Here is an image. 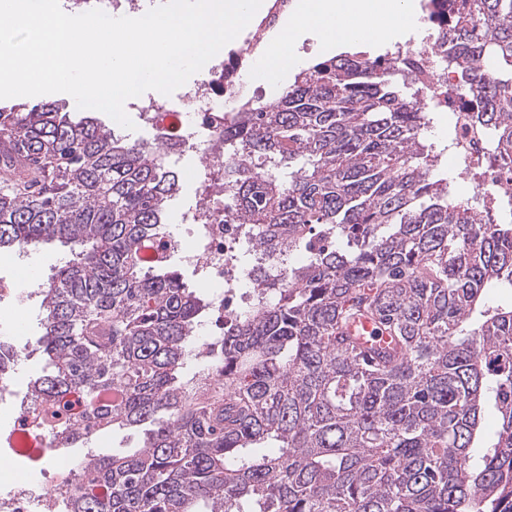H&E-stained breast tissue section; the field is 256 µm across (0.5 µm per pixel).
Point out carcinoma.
I'll return each mask as SVG.
<instances>
[{
  "label": "carcinoma",
  "mask_w": 512,
  "mask_h": 512,
  "mask_svg": "<svg viewBox=\"0 0 512 512\" xmlns=\"http://www.w3.org/2000/svg\"><path fill=\"white\" fill-rule=\"evenodd\" d=\"M439 48L488 159L511 155L512 0H450ZM425 89L409 56L346 53L224 117V223L306 253L225 316L144 256L170 237L181 143L0 107V251H70L31 390L55 447L87 449L57 512H512V304L486 303L512 290V195L484 200L498 219L457 200ZM109 428L143 443L92 447Z\"/></svg>",
  "instance_id": "obj_1"
}]
</instances>
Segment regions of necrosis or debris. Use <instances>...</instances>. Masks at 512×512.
<instances>
[{
  "label": "necrosis or debris",
  "mask_w": 512,
  "mask_h": 512,
  "mask_svg": "<svg viewBox=\"0 0 512 512\" xmlns=\"http://www.w3.org/2000/svg\"><path fill=\"white\" fill-rule=\"evenodd\" d=\"M292 8L290 0H268L265 13L252 19L246 28V37L239 50L231 52L224 62H207L205 76L198 83L186 87L176 108L147 106L142 108V120L155 130L172 126L181 128L187 143L201 142L214 146L224 141V115L247 100L250 88L240 82L239 71L244 57L263 56L270 42L276 38L280 24ZM441 41L436 30H429L412 54L420 58L429 74L425 103L429 111L446 112L454 122L455 147L448 162L455 169L465 164L482 162L488 152L484 134L470 120L462 107L467 94L458 83L455 73L448 71L436 46ZM202 192L197 207L180 216L181 223L189 226L204 225V242L180 251L181 262L207 270L204 281L213 301L224 312L235 313L253 301L252 288L257 272L242 274L232 266L231 257L236 252L242 227L224 221V189L214 186L203 172H196ZM490 191L512 194V156L498 159L488 167L482 184L463 195L462 201L472 210H479L483 195ZM11 378L0 372V422H5L10 439L24 435L36 436L42 448L49 452L52 438L37 424V411L32 401L15 404L6 401L4 393ZM59 459L51 455L48 465L55 471L53 484L33 489L18 481L17 470L0 467V487H10L8 496L0 497V512H44L45 503L53 498L59 486L70 484L71 478L58 467Z\"/></svg>",
  "instance_id": "1"
}]
</instances>
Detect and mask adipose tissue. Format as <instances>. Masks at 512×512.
I'll use <instances>...</instances> for the list:
<instances>
[{"mask_svg":"<svg viewBox=\"0 0 512 512\" xmlns=\"http://www.w3.org/2000/svg\"><path fill=\"white\" fill-rule=\"evenodd\" d=\"M419 26L411 0H295L284 33L261 58L259 70L274 90L301 66L295 43L302 36H314L328 51L345 43L389 40Z\"/></svg>","mask_w":512,"mask_h":512,"instance_id":"obj_1","label":"adipose tissue"}]
</instances>
